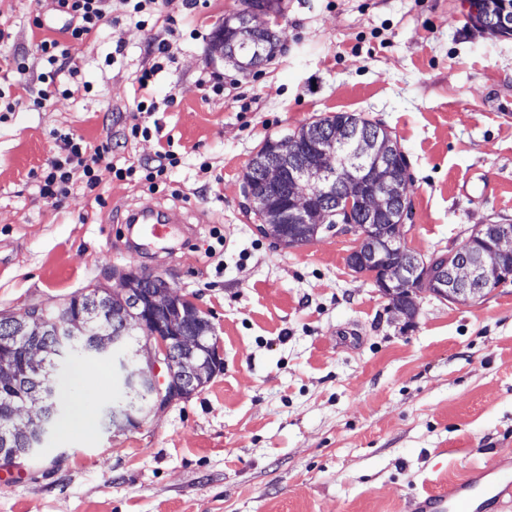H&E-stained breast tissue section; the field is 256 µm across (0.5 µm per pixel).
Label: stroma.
Masks as SVG:
<instances>
[{"label":"stroma","instance_id":"obj_1","mask_svg":"<svg viewBox=\"0 0 512 512\" xmlns=\"http://www.w3.org/2000/svg\"><path fill=\"white\" fill-rule=\"evenodd\" d=\"M280 2L282 51L246 69L213 48L241 0H167L137 18L112 0L60 76L90 91L0 122V316L61 307L135 268L195 302L222 361L140 427L53 428L47 461L0 466V512H415L424 491L512 455V283L470 303L424 292L406 315L348 267L352 237L286 248L241 205L266 140L358 112L407 159L410 250L427 257L474 225L512 224V36L477 28L468 0ZM38 16L62 25L50 0H0L8 47L29 66L15 96L48 69ZM150 40L170 42L172 60L147 55ZM157 63L137 90L136 72ZM57 131L112 140L124 168L166 148L181 164L154 193L106 177L44 196ZM149 200L184 221L143 247L123 219Z\"/></svg>","mask_w":512,"mask_h":512}]
</instances>
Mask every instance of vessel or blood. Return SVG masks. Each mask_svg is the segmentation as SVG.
<instances>
[{
    "label": "vessel or blood",
    "instance_id": "1",
    "mask_svg": "<svg viewBox=\"0 0 512 512\" xmlns=\"http://www.w3.org/2000/svg\"><path fill=\"white\" fill-rule=\"evenodd\" d=\"M128 223L139 225L148 241L169 237L171 220L162 208L144 204L132 211ZM512 495V460L494 458L472 470L447 490L427 493L419 502L420 512H491L492 508Z\"/></svg>",
    "mask_w": 512,
    "mask_h": 512
}]
</instances>
